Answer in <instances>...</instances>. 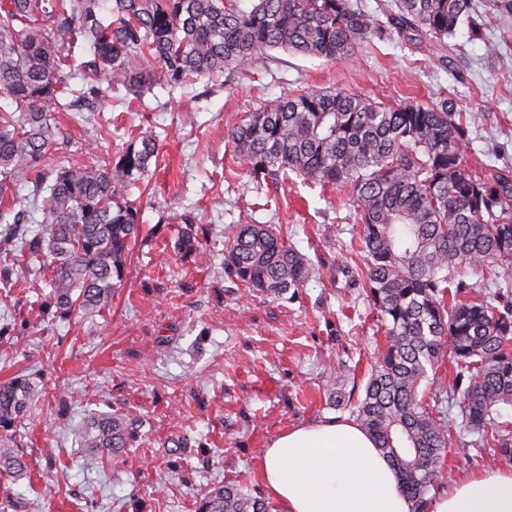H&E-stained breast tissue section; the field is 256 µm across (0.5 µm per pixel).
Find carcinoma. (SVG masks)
<instances>
[{
    "instance_id": "cac0c4a2",
    "label": "carcinoma",
    "mask_w": 512,
    "mask_h": 512,
    "mask_svg": "<svg viewBox=\"0 0 512 512\" xmlns=\"http://www.w3.org/2000/svg\"><path fill=\"white\" fill-rule=\"evenodd\" d=\"M387 23L373 21L353 0H0V249L22 261L3 269L19 284L33 265L52 268L48 309L93 315L127 279L140 232L129 188L159 159L157 135L143 132L118 161L50 165L65 140L55 113L73 101L141 95L156 83L184 88L201 77L249 70L273 50L342 63L372 37H416L440 50L461 25L471 37L484 23L472 0H394ZM77 68L84 87L69 80ZM106 77L107 86L98 81ZM229 140L256 185L293 173L303 181L341 187L359 208L365 270L343 266L344 287L361 284L377 311L385 346L356 400L342 375L330 402L348 410L386 456L411 502L428 512V493L450 431L442 391H425L444 348L456 365L449 394L463 425L512 462V301L478 292L461 269L512 270V172L473 177L464 165L468 124L448 99L424 104L377 103L336 88L290 94L250 113ZM30 189L46 224L20 232L26 214L13 209ZM178 249L198 250L192 225L179 229ZM319 268L288 244L274 224L229 226L224 273L280 299L296 296ZM44 391L22 372L0 381V482L27 472L18 426ZM99 456L133 446L137 428L118 415L92 418L79 434ZM196 512H268L260 499L225 484L199 500Z\"/></svg>"
}]
</instances>
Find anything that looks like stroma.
I'll use <instances>...</instances> for the list:
<instances>
[{
  "label": "stroma",
  "mask_w": 512,
  "mask_h": 512,
  "mask_svg": "<svg viewBox=\"0 0 512 512\" xmlns=\"http://www.w3.org/2000/svg\"><path fill=\"white\" fill-rule=\"evenodd\" d=\"M473 7L487 22L482 39L459 29L440 58L395 36L369 40L345 63L278 50L227 82L157 84L141 96L121 90L59 113L71 144L55 159L115 158L148 129L162 153L129 190L143 232L127 283L107 309L65 318L43 311L45 273L0 288V326L9 328L0 336V381L23 370L46 389L19 429L27 475L0 483L16 512H29L35 500L46 512H196L206 491L224 483L261 499L269 440L337 417L329 379L343 373L346 390L363 397L384 336L362 289L322 275L295 299L274 300L224 272V231L249 219L277 225L320 267L362 266L358 208L348 191L296 177L255 186L227 131L299 90L340 87L387 104L448 98L468 119L467 169L512 171V13L496 11L491 0ZM187 223L200 242L192 256L176 247L175 231ZM60 401L67 406L61 418ZM92 412L136 422L138 440L89 469L73 431ZM448 427L435 495L491 465L456 410Z\"/></svg>",
  "instance_id": "obj_1"
}]
</instances>
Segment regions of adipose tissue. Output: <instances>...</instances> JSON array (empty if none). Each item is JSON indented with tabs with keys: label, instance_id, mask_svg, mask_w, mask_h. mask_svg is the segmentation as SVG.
I'll list each match as a JSON object with an SVG mask.
<instances>
[{
	"label": "adipose tissue",
	"instance_id": "adipose-tissue-1",
	"mask_svg": "<svg viewBox=\"0 0 512 512\" xmlns=\"http://www.w3.org/2000/svg\"><path fill=\"white\" fill-rule=\"evenodd\" d=\"M262 476L273 512H411L390 461L347 419L275 436ZM431 512H512V471L484 469L455 480Z\"/></svg>",
	"mask_w": 512,
	"mask_h": 512
}]
</instances>
